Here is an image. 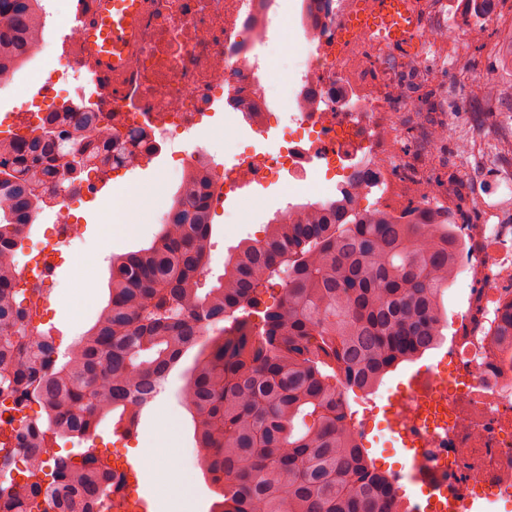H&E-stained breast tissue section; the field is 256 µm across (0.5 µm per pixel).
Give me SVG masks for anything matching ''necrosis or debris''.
Returning a JSON list of instances; mask_svg holds the SVG:
<instances>
[{"mask_svg":"<svg viewBox=\"0 0 512 512\" xmlns=\"http://www.w3.org/2000/svg\"><path fill=\"white\" fill-rule=\"evenodd\" d=\"M148 3L139 46L127 60L126 78L116 84L84 55L83 32L96 17L95 0H60L64 46L45 50L34 67L42 85L22 108L35 127L58 110L61 95H71L75 103L111 113L113 125L131 137L129 150H137L142 139L160 153L186 146L180 171L185 178L211 167L204 119L216 107H223L228 128L259 134L269 129L275 99L259 51L268 43L280 2ZM357 3L299 0L296 44L302 75L290 115L294 128L273 151L235 154L229 176H214L208 186L211 205L222 204L242 185L285 175L312 183L336 170L344 175L337 193L355 207L375 188L381 201L402 188L416 193L423 206L454 204L488 175L512 186V164L502 161L497 143L472 139L470 132H462L467 149L457 157L465 175L444 189L427 174L435 141L409 153L399 144L405 131L418 126L416 87L433 82L439 68L426 53L427 41L457 40L461 31L430 30L428 39H416L407 51L374 34L333 51L342 21ZM363 135L368 143L361 148L357 142ZM77 192L95 194L94 178L57 198L52 238L44 251L14 259L17 279L37 288L46 285L53 271L48 255L68 247L76 232L68 200ZM459 234L470 243L460 257L465 305L443 364L428 369L417 390L398 391L385 408L397 418L425 474V486L407 501V512H434L436 497L446 491L459 494L463 512H472L491 488L499 500L512 502V349L504 352L492 343L503 305L512 302V224H463Z\"/></svg>","mask_w":512,"mask_h":512,"instance_id":"1","label":"necrosis or debris"}]
</instances>
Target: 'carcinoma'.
<instances>
[{
	"mask_svg": "<svg viewBox=\"0 0 512 512\" xmlns=\"http://www.w3.org/2000/svg\"><path fill=\"white\" fill-rule=\"evenodd\" d=\"M40 2L0 0V76L41 45ZM111 121L76 105L43 119L48 136L0 139V395L44 413L0 457L28 464L26 479L0 486V512H91L109 469L87 451L76 462L49 456L47 444L114 417L135 422L188 353L178 397L215 493L210 512H403L355 433L346 393L437 346L462 253L448 211L368 213L330 199L303 223L278 218L242 242L205 290L212 224L207 183L194 178L149 246L112 257L106 305L58 359L31 325L9 253L60 174L74 184L124 162ZM278 285L279 302L260 308ZM495 336L512 346L511 311Z\"/></svg>",
	"mask_w": 512,
	"mask_h": 512,
	"instance_id": "obj_1",
	"label": "carcinoma"
}]
</instances>
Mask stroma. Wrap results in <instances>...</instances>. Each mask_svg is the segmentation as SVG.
Returning a JSON list of instances; mask_svg holds the SVG:
<instances>
[{
    "mask_svg": "<svg viewBox=\"0 0 512 512\" xmlns=\"http://www.w3.org/2000/svg\"><path fill=\"white\" fill-rule=\"evenodd\" d=\"M295 0H283L279 14L278 29L270 43L263 49V58L273 81L271 91L279 103L278 124L286 126L292 110V86L301 72L298 60L284 56L286 44L295 39ZM468 14L472 33L466 38L468 48L466 67L460 70L456 79H449L447 73H440L433 84L441 106L450 122H468L471 117L483 115L484 131L488 136L500 138L503 158L512 157V136L502 132L498 115L512 106V20L503 18L490 24L477 11L476 0H440L437 22L441 26L456 24L461 14ZM459 90L469 98L467 112L458 113L448 99V90ZM209 135L213 154L212 165L216 171L231 166L236 151L255 147L263 149L272 146L275 130L260 135L249 130L236 132L228 137L224 134V111L216 109ZM178 164L172 154H165L150 160L144 166L115 174L108 172L98 175L103 183L102 197H112L116 186L136 191L157 182L162 187L161 204H172L177 191L171 175ZM331 186L330 181L321 180L316 184L291 183L287 180L249 187L229 195L220 206L211 210L212 233L208 245L209 271L202 279L204 287L216 284L224 273V262L239 242L246 238L262 236L267 224L283 210L287 203L302 196L322 198ZM158 205L138 207L128 204L124 218L116 224H102L98 221V201L86 197L74 199L71 206L73 223L82 227L81 236L65 252L53 275V286L47 291L42 309L33 313L31 321L38 330L50 335L59 348H66L81 336L96 321L102 307L108 300L110 259L90 264L89 258L100 247H111L113 253L121 254L149 245L159 233L161 225L157 219ZM87 263L84 277H77L76 267ZM440 351L431 350L422 358L400 365L388 374L375 395L365 392L349 393L352 411L366 413L369 432L362 443L374 459L377 468L391 473L407 467V457L400 448L391 444L384 428L382 407L389 394L399 383L405 382L413 373L436 364ZM182 384L179 377H172L165 392L158 397V404L167 405L177 415L179 448L176 465L192 482L194 494L185 504H175L169 512H209L213 493L196 459L193 424L190 414L179 403L177 393ZM157 419L156 410L146 412L137 427L135 438L120 442L116 439V423L105 420L95 431L94 444L104 461H111L113 453L124 455L128 466L139 476L138 495L147 503L148 512H160L154 492L153 481L145 469L138 451L146 446L153 435Z\"/></svg>",
    "mask_w": 512,
    "mask_h": 512,
    "instance_id": "35a3bbf8",
    "label": "stroma"
}]
</instances>
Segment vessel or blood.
<instances>
[{
  "mask_svg": "<svg viewBox=\"0 0 512 512\" xmlns=\"http://www.w3.org/2000/svg\"><path fill=\"white\" fill-rule=\"evenodd\" d=\"M140 0H99V28L86 29L84 41L89 60L112 70L120 78L124 60L138 40ZM380 31L388 41L409 43L417 31L412 0H360L357 10L343 22L341 38L364 31Z\"/></svg>",
  "mask_w": 512,
  "mask_h": 512,
  "instance_id": "obj_1",
  "label": "vessel or blood"
}]
</instances>
